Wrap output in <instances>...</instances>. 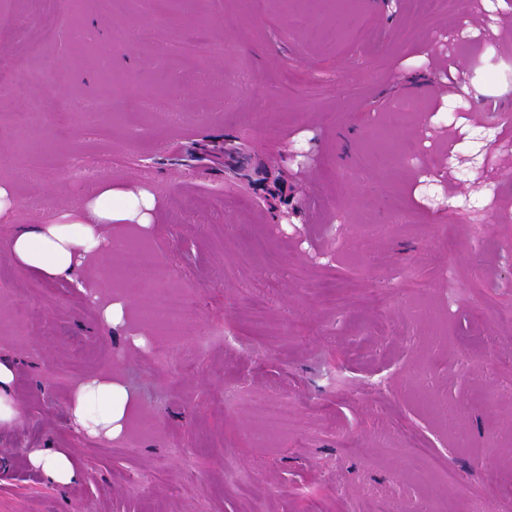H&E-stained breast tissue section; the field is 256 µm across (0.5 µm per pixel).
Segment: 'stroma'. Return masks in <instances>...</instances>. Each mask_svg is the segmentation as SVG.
<instances>
[{
	"mask_svg": "<svg viewBox=\"0 0 512 512\" xmlns=\"http://www.w3.org/2000/svg\"><path fill=\"white\" fill-rule=\"evenodd\" d=\"M289 2L57 0L35 56L39 16L0 0V355L22 418L0 428V512H512V0H456L451 29L352 0L327 44ZM157 92L167 108L142 111ZM106 181L157 199L149 227L112 231L185 301L180 350L140 320L150 292L122 255L45 283L4 248ZM91 288L126 325L99 322ZM89 376L132 396L119 438L67 422ZM274 395L290 422L272 437ZM408 430L455 485L401 448ZM34 448L70 449L79 480L48 483Z\"/></svg>",
	"mask_w": 512,
	"mask_h": 512,
	"instance_id": "obj_1",
	"label": "stroma"
}]
</instances>
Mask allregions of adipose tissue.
<instances>
[{
    "label": "adipose tissue",
    "mask_w": 512,
    "mask_h": 512,
    "mask_svg": "<svg viewBox=\"0 0 512 512\" xmlns=\"http://www.w3.org/2000/svg\"><path fill=\"white\" fill-rule=\"evenodd\" d=\"M155 196L147 190H120L98 185L80 207L48 224L18 228L6 243L13 261L31 277L55 282L94 257L111 252L120 236H109L104 226L134 224L144 228L153 221ZM132 403L118 380L89 377L75 385L69 400V421L77 432L93 438L114 439L127 427ZM33 467L54 485L69 486L79 479V468L68 449L35 448Z\"/></svg>",
    "instance_id": "ef3b65f1"
}]
</instances>
